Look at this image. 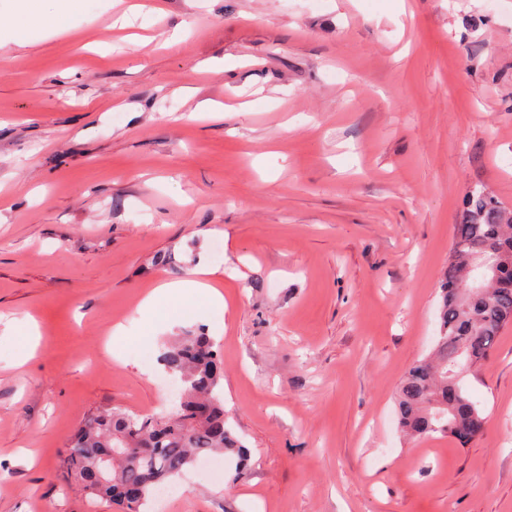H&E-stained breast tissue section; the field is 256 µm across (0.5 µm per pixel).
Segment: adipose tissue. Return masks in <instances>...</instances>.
Wrapping results in <instances>:
<instances>
[{
  "label": "adipose tissue",
  "instance_id": "adipose-tissue-1",
  "mask_svg": "<svg viewBox=\"0 0 512 512\" xmlns=\"http://www.w3.org/2000/svg\"><path fill=\"white\" fill-rule=\"evenodd\" d=\"M78 6L79 0H19L12 42L21 47L27 46V31L36 22L63 27L75 15ZM212 275L211 269L201 266L196 270L195 279L162 283L143 299L141 307L150 313L159 300L171 301L172 308L166 322L172 325L180 321L196 301H204L213 307L223 306L224 297L212 285Z\"/></svg>",
  "mask_w": 512,
  "mask_h": 512
}]
</instances>
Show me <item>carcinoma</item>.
I'll use <instances>...</instances> for the list:
<instances>
[{"instance_id": "carcinoma-1", "label": "carcinoma", "mask_w": 512, "mask_h": 512, "mask_svg": "<svg viewBox=\"0 0 512 512\" xmlns=\"http://www.w3.org/2000/svg\"><path fill=\"white\" fill-rule=\"evenodd\" d=\"M512 276V212L483 190L467 198L454 225L453 255L441 280L440 338L434 358L411 367L399 394L400 425L411 437L440 431L465 445L484 418L461 383L466 367L487 359L505 327L512 325V288L492 272ZM164 370L183 383L170 413L132 415L107 408L88 415L67 456L76 486L86 495L144 512L156 489L204 455L221 453L237 479L247 450L224 416V362L205 328L185 329L162 351Z\"/></svg>"}]
</instances>
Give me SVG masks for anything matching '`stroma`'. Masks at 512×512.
Segmentation results:
<instances>
[{"label": "stroma", "instance_id": "stroma-1", "mask_svg": "<svg viewBox=\"0 0 512 512\" xmlns=\"http://www.w3.org/2000/svg\"><path fill=\"white\" fill-rule=\"evenodd\" d=\"M0 0V512H118L63 460L89 410H172L163 282L197 304L250 452L161 512H512V326L460 446L397 398L440 335L471 191L512 209V0H81L11 40ZM172 264L152 265L157 254ZM122 335H114L115 326ZM195 274L198 279L183 282L162 283L154 288L141 302V309L151 314L156 303L165 299L172 301L165 324L173 325L180 321L192 305L204 301L212 307H224V296L211 284V277L215 272L207 267H198Z\"/></svg>", "mask_w": 512, "mask_h": 512}]
</instances>
